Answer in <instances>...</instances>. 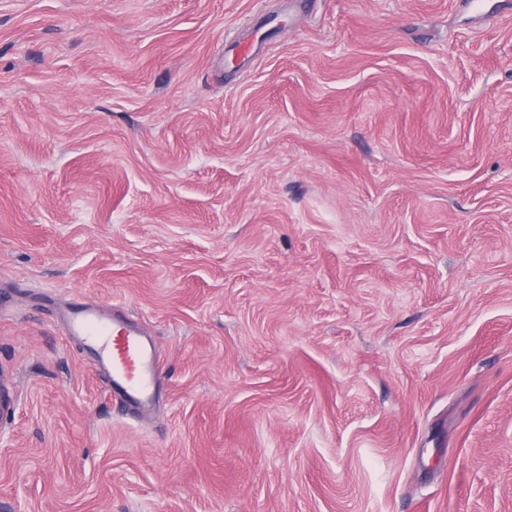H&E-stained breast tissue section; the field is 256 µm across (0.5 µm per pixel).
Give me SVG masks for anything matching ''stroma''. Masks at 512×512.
I'll use <instances>...</instances> for the list:
<instances>
[{
	"instance_id": "stroma-1",
	"label": "stroma",
	"mask_w": 512,
	"mask_h": 512,
	"mask_svg": "<svg viewBox=\"0 0 512 512\" xmlns=\"http://www.w3.org/2000/svg\"><path fill=\"white\" fill-rule=\"evenodd\" d=\"M0 386V512H512V0H0ZM62 328L93 352L95 364L106 372L115 395L125 402L153 398L160 378L159 359L127 320L111 319L92 304L75 302L67 309Z\"/></svg>"
}]
</instances>
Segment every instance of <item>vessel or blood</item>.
Segmentation results:
<instances>
[{
    "label": "vessel or blood",
    "mask_w": 512,
    "mask_h": 512,
    "mask_svg": "<svg viewBox=\"0 0 512 512\" xmlns=\"http://www.w3.org/2000/svg\"><path fill=\"white\" fill-rule=\"evenodd\" d=\"M62 328L93 352L94 361L99 370L106 372L114 394L126 401L153 398L160 378L159 359L127 320L109 318L92 304L75 302L67 309Z\"/></svg>",
    "instance_id": "obj_1"
}]
</instances>
